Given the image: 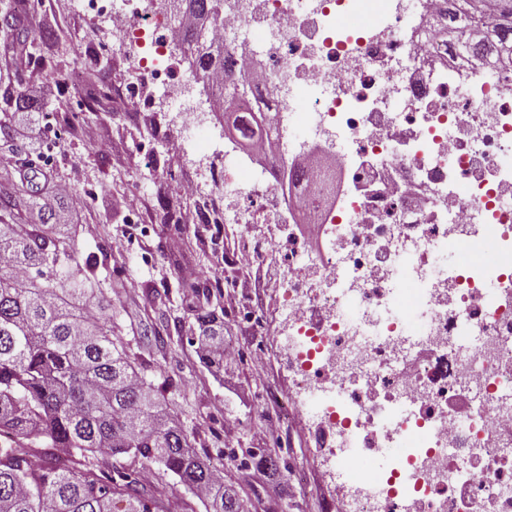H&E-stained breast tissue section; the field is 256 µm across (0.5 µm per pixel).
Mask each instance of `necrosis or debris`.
<instances>
[{"instance_id":"1","label":"necrosis or debris","mask_w":512,"mask_h":512,"mask_svg":"<svg viewBox=\"0 0 512 512\" xmlns=\"http://www.w3.org/2000/svg\"><path fill=\"white\" fill-rule=\"evenodd\" d=\"M339 3L353 27L337 26ZM112 44L143 48L144 84L174 101L175 26L146 0H71ZM447 0H229L225 83L273 115L288 183L211 171L225 221L242 201L293 217L285 239L243 233L236 260L280 253L293 379L283 403L346 481L326 512H512V71L444 65ZM306 126L355 156L353 193L324 203L328 172L297 151ZM468 245L495 259L439 264Z\"/></svg>"}]
</instances>
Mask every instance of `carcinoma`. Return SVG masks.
I'll return each instance as SVG.
<instances>
[{
	"label": "carcinoma",
	"mask_w": 512,
	"mask_h": 512,
	"mask_svg": "<svg viewBox=\"0 0 512 512\" xmlns=\"http://www.w3.org/2000/svg\"><path fill=\"white\" fill-rule=\"evenodd\" d=\"M0 0V35L42 72L68 77L63 48L42 52L34 32ZM176 40L189 53L194 75L224 71V43L217 35L224 0H185ZM500 30L487 36L489 62L512 68V0H494ZM480 13L477 0H451L454 20ZM23 70L0 66V158L14 179L0 188V512H171L162 493L142 481L159 464L192 492L208 490L206 512H246L216 468L202 459L184 430L167 425L165 408L136 370L121 342L110 339L112 315L92 288L96 263L80 258L73 238L61 232L71 199L59 193L50 204V156L32 158L15 136L24 102L17 87ZM112 65L97 62L82 71L77 92L87 112L112 108ZM236 129L255 139V113L241 112ZM202 334L224 341V325L200 313ZM56 448L70 454L59 460Z\"/></svg>",
	"instance_id": "1"
}]
</instances>
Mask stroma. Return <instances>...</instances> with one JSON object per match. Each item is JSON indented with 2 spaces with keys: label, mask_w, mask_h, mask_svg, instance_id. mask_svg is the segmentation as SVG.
I'll use <instances>...</instances> for the list:
<instances>
[{
  "label": "stroma",
  "mask_w": 512,
  "mask_h": 512,
  "mask_svg": "<svg viewBox=\"0 0 512 512\" xmlns=\"http://www.w3.org/2000/svg\"><path fill=\"white\" fill-rule=\"evenodd\" d=\"M27 24L43 42L61 35L75 44L89 26L66 0H51L47 9L36 7ZM192 100L214 145L212 153L181 151L180 115L159 92L153 95L152 132L143 117H131L121 107L83 113V127L100 129L108 144L100 150L85 136H68L54 158L63 183L85 200L71 228L74 242L82 255L97 259L100 279L119 287L115 332L135 353L139 372L163 388L172 423L190 434L199 452L213 456L247 512H322L323 503L336 494L334 463L315 451L290 417L262 403L266 389L285 392L291 386L288 351L279 341L284 324L277 282L272 279L263 292L253 293L243 285L246 270L225 264L238 247L242 228L237 224L225 225L218 248L183 253L168 248L170 235L191 238L201 231L197 225L161 222V206L171 199L174 181L192 177L206 183L225 152L239 150L228 137L234 113L212 111L204 95ZM116 193L145 200L148 218L113 214L110 200ZM125 231L132 235L125 253L113 254V237ZM142 236L151 239L150 252L140 249ZM132 285L137 292L131 298L125 290ZM204 310L236 328L230 341L241 354L220 370L205 367L194 345L196 317ZM256 348L265 358L260 370L251 361ZM265 427L272 433L258 441L256 433ZM258 449L286 460L276 471L280 499L267 500L262 465L245 460L248 451Z\"/></svg>",
  "instance_id": "35a3bbf8"
}]
</instances>
